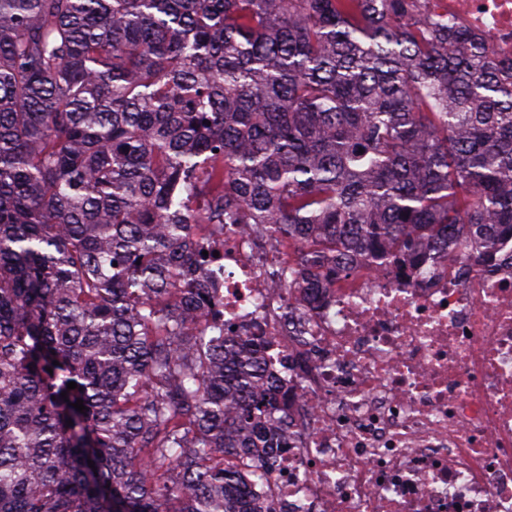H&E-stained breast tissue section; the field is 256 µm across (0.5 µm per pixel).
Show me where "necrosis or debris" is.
<instances>
[{
    "instance_id": "4bbe7bcc",
    "label": "necrosis or debris",
    "mask_w": 512,
    "mask_h": 512,
    "mask_svg": "<svg viewBox=\"0 0 512 512\" xmlns=\"http://www.w3.org/2000/svg\"><path fill=\"white\" fill-rule=\"evenodd\" d=\"M512 59V0H439ZM225 321L287 368L278 512H512V241L493 268L363 265L321 289L271 288L288 252L228 224L212 241Z\"/></svg>"
}]
</instances>
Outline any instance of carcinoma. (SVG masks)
Instances as JSON below:
<instances>
[{"label":"carcinoma","instance_id":"cac0c4a2","mask_svg":"<svg viewBox=\"0 0 512 512\" xmlns=\"http://www.w3.org/2000/svg\"><path fill=\"white\" fill-rule=\"evenodd\" d=\"M226 224L313 300L488 265L512 60L430 0H0V512H276L286 373L212 307Z\"/></svg>","mask_w":512,"mask_h":512}]
</instances>
